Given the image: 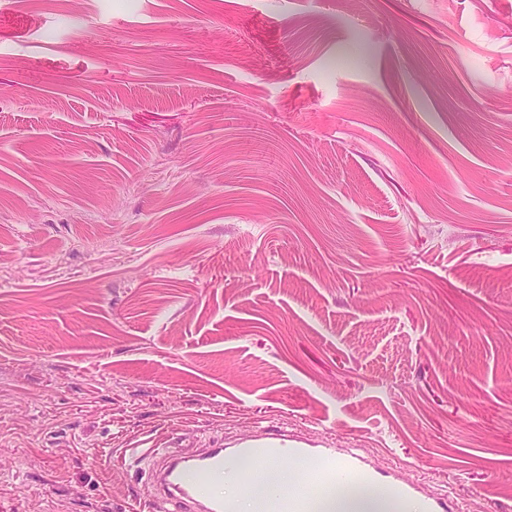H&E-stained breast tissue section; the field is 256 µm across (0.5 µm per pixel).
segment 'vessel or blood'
<instances>
[{
  "mask_svg": "<svg viewBox=\"0 0 512 512\" xmlns=\"http://www.w3.org/2000/svg\"><path fill=\"white\" fill-rule=\"evenodd\" d=\"M235 451L265 463L287 458L288 440L259 433L237 444ZM139 458L149 465L152 490L164 500L195 503L198 512H224V448L182 454L147 448L141 450ZM316 472V480L305 483L303 490L269 491L259 503V512H317L326 493L354 478L347 465L337 464L332 457L320 460Z\"/></svg>",
  "mask_w": 512,
  "mask_h": 512,
  "instance_id": "b4317fda",
  "label": "vessel or blood"
}]
</instances>
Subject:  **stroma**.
<instances>
[{"label": "stroma", "instance_id": "stroma-1", "mask_svg": "<svg viewBox=\"0 0 512 512\" xmlns=\"http://www.w3.org/2000/svg\"><path fill=\"white\" fill-rule=\"evenodd\" d=\"M259 432L512 512V0H0V512Z\"/></svg>", "mask_w": 512, "mask_h": 512}]
</instances>
